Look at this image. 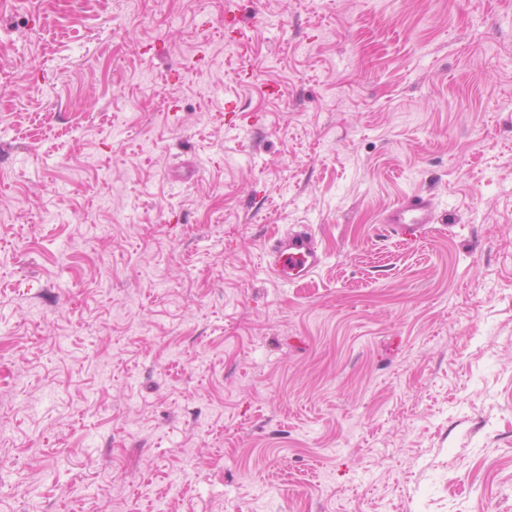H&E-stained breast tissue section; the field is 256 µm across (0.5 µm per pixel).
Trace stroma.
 <instances>
[{
	"label": "stroma",
	"instance_id": "1",
	"mask_svg": "<svg viewBox=\"0 0 512 512\" xmlns=\"http://www.w3.org/2000/svg\"><path fill=\"white\" fill-rule=\"evenodd\" d=\"M0 422V512H512V0H0ZM434 207L428 197L419 194L407 196L392 207L383 223L390 232L408 238L418 237L433 224ZM265 258L274 276L297 282L311 277L324 264L326 255L310 227L297 224L273 241Z\"/></svg>",
	"mask_w": 512,
	"mask_h": 512
}]
</instances>
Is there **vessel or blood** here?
<instances>
[{"mask_svg": "<svg viewBox=\"0 0 512 512\" xmlns=\"http://www.w3.org/2000/svg\"><path fill=\"white\" fill-rule=\"evenodd\" d=\"M433 220L431 200L419 194L399 201L384 218L392 233L408 238L421 235ZM265 258L274 276L295 282L311 277L323 265L326 255L310 227L298 224L273 241Z\"/></svg>", "mask_w": 512, "mask_h": 512, "instance_id": "vessel-or-blood-1", "label": "vessel or blood"}]
</instances>
